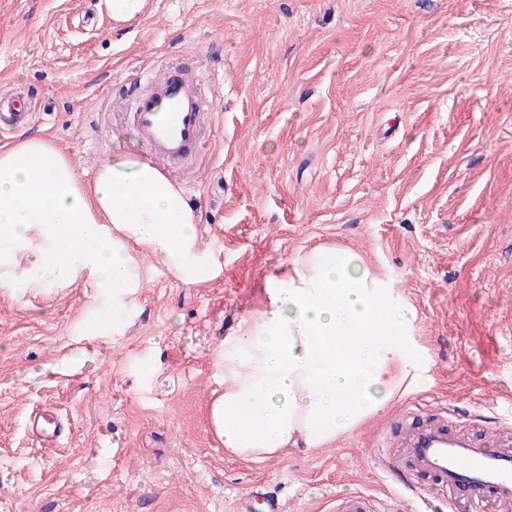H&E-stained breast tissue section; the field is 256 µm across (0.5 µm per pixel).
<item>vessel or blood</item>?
<instances>
[{"mask_svg":"<svg viewBox=\"0 0 512 512\" xmlns=\"http://www.w3.org/2000/svg\"><path fill=\"white\" fill-rule=\"evenodd\" d=\"M132 110L131 123L150 154L168 169L185 172L201 159L203 128L215 109L197 74L169 68L141 87ZM36 106L18 97H0V133L34 122ZM412 409L399 419L396 442L400 454L388 451L386 438L376 443L378 460L386 470L405 469L412 474L438 477L443 490L464 488L474 505L489 500L512 499V435L473 433L472 423H449L440 415L422 424L411 423ZM29 431L44 445H54L63 427L51 411L30 417ZM238 512H284L277 496L264 487H253L240 498Z\"/></svg>","mask_w":512,"mask_h":512,"instance_id":"obj_1","label":"vessel or blood"}]
</instances>
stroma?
<instances>
[{"instance_id": "35a3bbf8", "label": "stroma", "mask_w": 512, "mask_h": 512, "mask_svg": "<svg viewBox=\"0 0 512 512\" xmlns=\"http://www.w3.org/2000/svg\"><path fill=\"white\" fill-rule=\"evenodd\" d=\"M0 0V93L31 97L24 134L81 177L105 152L147 156L128 118L138 82L173 65L216 102L200 168L176 175L218 274L189 285L141 255L121 329L90 285L0 275V512H237L262 485L286 512H438L436 479L405 492L374 457V417L323 448L253 459L213 436L224 339L279 264L340 245L414 305L423 373L397 393L419 420L449 411L512 426V0ZM40 405L70 419L44 448ZM144 0H106V7L116 21H131L139 17Z\"/></svg>"}]
</instances>
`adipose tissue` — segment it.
Instances as JSON below:
<instances>
[{
  "mask_svg": "<svg viewBox=\"0 0 512 512\" xmlns=\"http://www.w3.org/2000/svg\"><path fill=\"white\" fill-rule=\"evenodd\" d=\"M197 222L181 185L148 159L117 150L85 180L46 138L0 149V271L31 287L107 289L113 327L141 285L134 247L186 282L215 277ZM262 293L224 342V389L207 411L226 450L264 458L323 447L383 413L421 369L414 307L350 248L298 253Z\"/></svg>",
  "mask_w": 512,
  "mask_h": 512,
  "instance_id": "obj_1",
  "label": "adipose tissue"
}]
</instances>
